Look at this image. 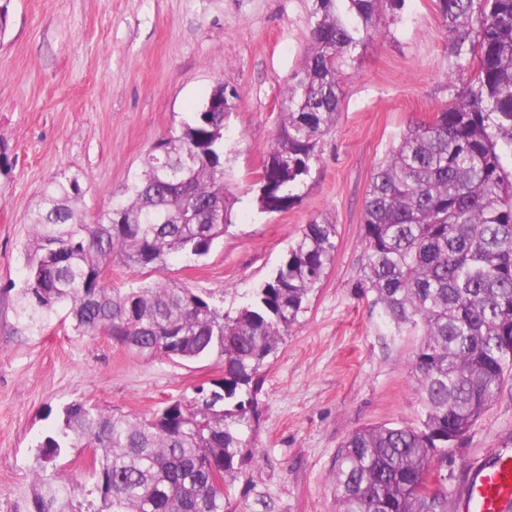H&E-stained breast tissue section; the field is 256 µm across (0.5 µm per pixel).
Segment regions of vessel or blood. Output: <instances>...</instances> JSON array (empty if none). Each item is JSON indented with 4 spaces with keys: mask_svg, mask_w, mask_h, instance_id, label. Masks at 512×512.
<instances>
[{
    "mask_svg": "<svg viewBox=\"0 0 512 512\" xmlns=\"http://www.w3.org/2000/svg\"><path fill=\"white\" fill-rule=\"evenodd\" d=\"M512 499V454L476 469L463 494L466 512H500Z\"/></svg>",
    "mask_w": 512,
    "mask_h": 512,
    "instance_id": "b4317fda",
    "label": "vessel or blood"
}]
</instances>
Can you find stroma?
Wrapping results in <instances>:
<instances>
[{
  "label": "stroma",
  "instance_id": "1",
  "mask_svg": "<svg viewBox=\"0 0 512 512\" xmlns=\"http://www.w3.org/2000/svg\"><path fill=\"white\" fill-rule=\"evenodd\" d=\"M0 512L32 480L36 448L82 402L135 417L224 375L213 355L140 360L105 335L76 336L67 309L17 331L28 224L47 184L78 177L86 221L107 210L155 139L216 83L239 98L224 125V183L236 219L202 258L161 276L231 310L269 278L304 224H337L333 264L263 369L251 456L229 512H336L330 472L356 428L418 424L416 339L384 324L358 281L363 200L374 165L407 124L450 106L472 71L451 55L436 0L382 5L380 36L343 66L342 108L303 195L262 212L256 174L276 135L283 85L309 38L312 0H0ZM512 453V377L441 466L447 512L479 464Z\"/></svg>",
  "mask_w": 512,
  "mask_h": 512
}]
</instances>
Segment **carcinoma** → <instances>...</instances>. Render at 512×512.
<instances>
[{"label": "carcinoma", "mask_w": 512, "mask_h": 512, "mask_svg": "<svg viewBox=\"0 0 512 512\" xmlns=\"http://www.w3.org/2000/svg\"><path fill=\"white\" fill-rule=\"evenodd\" d=\"M301 71L285 84L280 122L258 181L263 212L300 197L318 147L336 123L341 64L379 34L381 0H314ZM455 56L475 64L457 102L412 122L379 160L365 194L360 287L394 332L417 337L411 370L417 427L367 425L342 443L330 472L337 512H441L431 488L439 453L459 444L512 374V0H437ZM200 107L156 140L124 197L87 224L78 180L53 179L29 224L20 332H41L69 309L74 333L101 334L145 359L217 352L224 378L195 387L150 417L76 403L16 512H228L247 466L242 434L259 421L261 368L306 312L334 261L337 225L303 226L271 278L236 310L163 279L124 292L106 284L121 263L158 273L177 255L200 258L233 224L224 186V120L238 98L217 84ZM67 448L93 449L94 491L56 465Z\"/></svg>", "instance_id": "cac0c4a2"}]
</instances>
